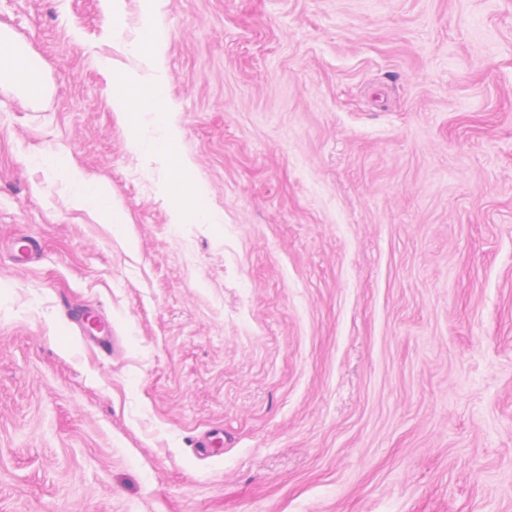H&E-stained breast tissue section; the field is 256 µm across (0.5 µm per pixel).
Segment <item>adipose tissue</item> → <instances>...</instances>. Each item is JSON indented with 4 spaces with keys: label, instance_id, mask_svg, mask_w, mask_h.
<instances>
[{
    "label": "adipose tissue",
    "instance_id": "1",
    "mask_svg": "<svg viewBox=\"0 0 512 512\" xmlns=\"http://www.w3.org/2000/svg\"><path fill=\"white\" fill-rule=\"evenodd\" d=\"M160 47L159 40L147 38L132 47L133 54L149 57L152 61V73L146 78L133 71L114 73L111 59L99 58L98 69L107 81L112 110L128 128L131 148L166 161L176 173V180L165 188L173 200L172 223H222V215L212 209L204 193L192 182L190 162L178 150L180 132L171 122V101L167 92L169 77L160 58ZM2 81L23 86L33 94L43 90L40 65L18 59L9 36L1 33ZM66 175L74 204L95 205L111 224L113 232H126V220L117 209L105 182L89 177L74 165L68 166Z\"/></svg>",
    "mask_w": 512,
    "mask_h": 512
}]
</instances>
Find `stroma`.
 <instances>
[{
	"mask_svg": "<svg viewBox=\"0 0 512 512\" xmlns=\"http://www.w3.org/2000/svg\"><path fill=\"white\" fill-rule=\"evenodd\" d=\"M174 224L101 0H0V512H512V0H163ZM105 178L129 229L73 204ZM36 235L42 259L8 247ZM104 311L98 354L67 303ZM222 430L218 454L192 443ZM140 3L144 37L132 46V52L152 60V74L148 78L134 71L115 75L112 60L100 57L98 69L107 81L112 110L128 128L131 148L166 161L177 174V179L165 187L174 203L171 223H223V216L212 209L204 193L192 182L190 162L178 150L180 131L170 119L169 77L160 58L161 42L157 39L149 42L150 33L161 24V1L140 0ZM9 81L25 87L31 94L41 93V67L33 60L23 61L14 54L8 34H0V83ZM11 251L14 257L13 265L18 269H27L40 260L43 247L39 239L26 236L14 243Z\"/></svg>",
	"mask_w": 512,
	"mask_h": 512,
	"instance_id": "35a3bbf8",
	"label": "stroma"
}]
</instances>
